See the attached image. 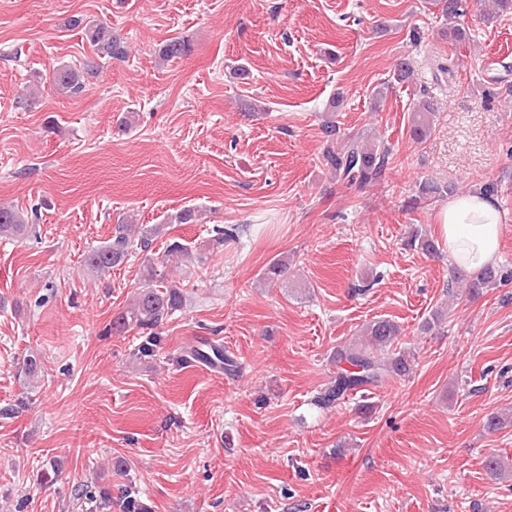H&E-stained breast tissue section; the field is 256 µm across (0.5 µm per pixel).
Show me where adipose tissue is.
Instances as JSON below:
<instances>
[{
  "label": "adipose tissue",
  "instance_id": "1",
  "mask_svg": "<svg viewBox=\"0 0 512 512\" xmlns=\"http://www.w3.org/2000/svg\"><path fill=\"white\" fill-rule=\"evenodd\" d=\"M439 222L452 265L478 272L497 259L505 217L492 196L460 190L441 210Z\"/></svg>",
  "mask_w": 512,
  "mask_h": 512
}]
</instances>
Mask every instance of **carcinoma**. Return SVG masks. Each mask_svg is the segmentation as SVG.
<instances>
[{"label": "carcinoma", "instance_id": "carcinoma-1", "mask_svg": "<svg viewBox=\"0 0 512 512\" xmlns=\"http://www.w3.org/2000/svg\"><path fill=\"white\" fill-rule=\"evenodd\" d=\"M73 28L84 31L86 38L94 46V55L87 58L82 67L74 69L68 66L53 69L49 82L60 95L78 97L84 91L86 81L99 76L104 61L122 58L127 54L125 42L112 34V28L88 20L82 16L69 21ZM190 51V43L184 37H172L159 48L158 57L171 61L182 57ZM416 120L411 129L416 141L423 140L433 123L434 109L427 100L418 102L415 112ZM323 160L336 179L350 185L365 186L381 180L390 160L389 148L366 142L355 136L344 140L340 148L329 146L323 153ZM200 210L186 206L168 215L170 224H196ZM29 224L28 216L12 206H0V239H13L24 235ZM215 242L224 245L236 241L241 229L237 224H230L215 229ZM131 234L121 232L113 240L93 248L85 255V265L92 271L105 272L123 262L128 255ZM205 263V257L195 254L183 244L171 243L159 262L149 263L145 267L146 286L138 289L132 303L112 319V333L120 334L130 329L141 330L144 337L138 348V355L152 357L157 343V328L164 319L183 308L185 294L181 285L168 279L165 269H178L187 263ZM512 280L511 272H502L495 268H486L470 278H458L465 282L468 294L475 295L493 285L498 280ZM399 327L388 320L371 322L364 329V337L358 341L341 345L333 354V361L339 366L332 385L316 397V403L330 407L345 394L366 386H378L393 376H404L410 370V363L401 352L388 353L385 347ZM190 356L195 360H207L211 364H222L227 372L234 371L235 362L224 353L221 346L211 345L209 351L194 349Z\"/></svg>", "mask_w": 512, "mask_h": 512}]
</instances>
